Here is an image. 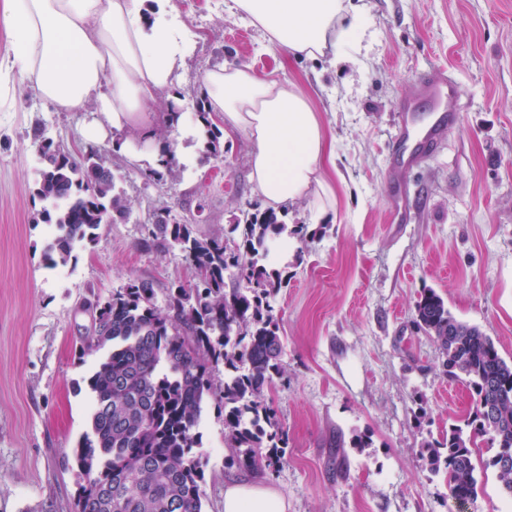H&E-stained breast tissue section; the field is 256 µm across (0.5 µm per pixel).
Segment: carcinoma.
I'll return each instance as SVG.
<instances>
[{"label": "carcinoma", "mask_w": 512, "mask_h": 512, "mask_svg": "<svg viewBox=\"0 0 512 512\" xmlns=\"http://www.w3.org/2000/svg\"><path fill=\"white\" fill-rule=\"evenodd\" d=\"M205 136L209 153L218 155L221 130L209 122ZM33 140L45 161L34 194L44 202L40 220L55 228L45 253L54 268L74 258L78 244L96 241L102 225L126 220L130 207L117 190L119 176L98 153L78 163L43 126ZM304 228L288 227L273 211L254 212L231 225L230 233L241 238L231 248L223 235L199 239L168 211L156 213L143 246L179 249L197 282L170 288L162 309L143 281L99 307L91 341L108 352L90 380L91 432L73 449L84 475L74 512H201L204 472L194 428L219 364L224 432L236 461L269 471L282 464L286 441L267 392L280 374L284 343L267 298L287 283L288 272L268 257L277 240L302 236ZM228 274L245 286L226 289ZM416 324L436 343L446 376L465 381L475 395L472 414L449 427L443 441L425 443L431 471L445 475L451 497L463 506L478 494L473 453L479 442L512 450V361L478 327L454 317L431 288L417 302ZM488 405L495 410L491 424ZM488 466L512 497V466H502L496 455Z\"/></svg>", "instance_id": "obj_1"}]
</instances>
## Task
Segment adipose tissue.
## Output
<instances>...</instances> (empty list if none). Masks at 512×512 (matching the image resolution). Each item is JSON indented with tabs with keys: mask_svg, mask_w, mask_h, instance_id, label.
Here are the masks:
<instances>
[{
	"mask_svg": "<svg viewBox=\"0 0 512 512\" xmlns=\"http://www.w3.org/2000/svg\"><path fill=\"white\" fill-rule=\"evenodd\" d=\"M267 41L295 57L336 47L357 17L352 0H232ZM0 24L13 32L0 59V89L32 85L61 112H94L89 138L159 166L167 156L146 104L177 82L200 35L175 0H6ZM205 109L254 143L250 181L267 205L335 198L324 174L327 139L307 90L247 63L205 72ZM224 512H288L287 499L258 482L224 491Z\"/></svg>",
	"mask_w": 512,
	"mask_h": 512,
	"instance_id": "adipose-tissue-1",
	"label": "adipose tissue"
}]
</instances>
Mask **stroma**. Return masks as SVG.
<instances>
[{"instance_id":"35a3bbf8","label":"stroma","mask_w":512,"mask_h":512,"mask_svg":"<svg viewBox=\"0 0 512 512\" xmlns=\"http://www.w3.org/2000/svg\"><path fill=\"white\" fill-rule=\"evenodd\" d=\"M353 2L355 35L313 61L268 45L231 0H177L201 39L180 83L148 113L192 118L204 73L248 62L311 90L336 166L332 208L307 199L281 210L286 224L310 231L290 239L288 282L270 299L285 344L269 392L287 437L283 463L273 473L238 465L224 442L216 368L198 428L202 512H224L225 487L255 480L281 492L288 512H512L489 445L474 457L480 488L466 508L430 470L425 442L465 419L474 395L445 376L436 344L415 325L421 291L435 289L512 361V0ZM432 68L454 76L465 105L436 152L407 173L417 219L399 224L387 143L399 104ZM93 118L57 111L21 82L0 100V512H72V450L91 428L87 381L104 356L87 348L88 303L136 280L151 283L162 306L173 285L194 283L179 249L141 248L154 213L169 210L208 238L267 208L249 179L245 134L223 135L221 156L209 158L204 136L159 128L182 168L158 179L109 142L87 143ZM39 123L74 157L105 156L131 205L129 219L103 225L54 268L33 195L44 166L32 140ZM357 435L367 447L353 446Z\"/></svg>"}]
</instances>
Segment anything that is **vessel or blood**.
Here are the masks:
<instances>
[{
  "label": "vessel or blood",
  "mask_w": 512,
  "mask_h": 512,
  "mask_svg": "<svg viewBox=\"0 0 512 512\" xmlns=\"http://www.w3.org/2000/svg\"><path fill=\"white\" fill-rule=\"evenodd\" d=\"M460 110L458 85L450 74L441 69L421 73L416 95L404 100L396 114L388 149L392 165L407 172L431 155L455 126ZM390 203L399 223L415 221L405 190L393 191Z\"/></svg>",
  "instance_id": "1"
}]
</instances>
